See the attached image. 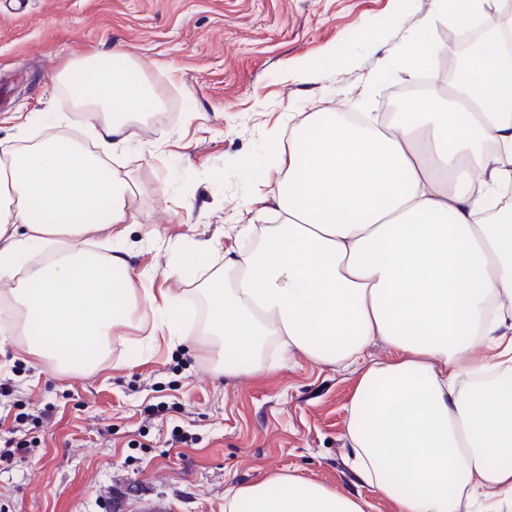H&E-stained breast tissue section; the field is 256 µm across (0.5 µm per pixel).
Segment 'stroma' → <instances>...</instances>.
<instances>
[{"label": "stroma", "mask_w": 512, "mask_h": 512, "mask_svg": "<svg viewBox=\"0 0 512 512\" xmlns=\"http://www.w3.org/2000/svg\"><path fill=\"white\" fill-rule=\"evenodd\" d=\"M432 0H0V150L53 130L84 140L82 112L54 80L90 48L122 51L177 111L136 125L112 159L130 172L137 222L124 243L136 270L164 271L195 239L238 249L240 201L273 194L267 133L306 113L410 112L418 93L397 62L415 43L424 67L447 25L423 27ZM29 116L17 126L14 113ZM158 229L155 239L146 233ZM202 327L198 273L157 279ZM358 375L289 354L270 374L213 370L196 343L114 345L94 373H53L0 345V425L25 422L26 455L0 459V512H224L225 491L294 472L370 512L392 504L361 482L346 440ZM189 443L173 441V431Z\"/></svg>", "instance_id": "35a3bbf8"}]
</instances>
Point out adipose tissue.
Here are the masks:
<instances>
[{"mask_svg": "<svg viewBox=\"0 0 512 512\" xmlns=\"http://www.w3.org/2000/svg\"><path fill=\"white\" fill-rule=\"evenodd\" d=\"M129 56L94 50L55 76L85 115L94 151L63 129L0 159V334L58 374L94 370L131 329L183 322L156 275L123 243L136 221L129 179L110 159L165 103ZM455 83L353 123L312 112L293 127L272 195L243 200L252 249L208 271L201 346L232 375L271 372L269 347L359 372L348 408L355 471L395 512H458L463 498L512 500V54L472 49ZM105 234L107 253L81 248ZM48 252L28 266L31 251ZM392 349L367 359L375 340ZM490 354L467 359L478 345ZM294 473L238 487L224 512H369Z\"/></svg>", "mask_w": 512, "mask_h": 512, "instance_id": "adipose-tissue-1", "label": "adipose tissue"}]
</instances>
